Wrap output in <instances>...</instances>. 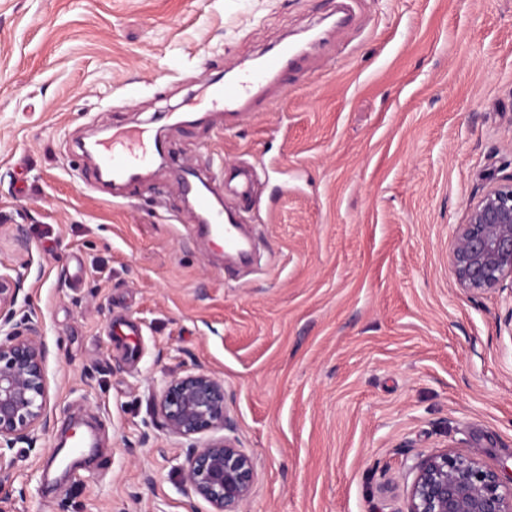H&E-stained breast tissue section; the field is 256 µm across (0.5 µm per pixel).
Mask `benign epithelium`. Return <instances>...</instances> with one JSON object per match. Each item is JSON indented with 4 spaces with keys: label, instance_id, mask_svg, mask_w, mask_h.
<instances>
[{
    "label": "benign epithelium",
    "instance_id": "obj_1",
    "mask_svg": "<svg viewBox=\"0 0 512 512\" xmlns=\"http://www.w3.org/2000/svg\"><path fill=\"white\" fill-rule=\"evenodd\" d=\"M448 262L462 290L512 293V174L497 179L467 204L465 222L452 230ZM24 282L0 274V487L11 482L7 451L33 445L49 424L46 346L40 324L15 320ZM152 416L172 438L190 441L179 467L181 485L209 512H240L250 497L254 461L216 432L227 424L224 382L200 370L174 374L153 393ZM407 512H512L507 481L475 457L451 451L428 454L412 467Z\"/></svg>",
    "mask_w": 512,
    "mask_h": 512
}]
</instances>
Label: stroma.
<instances>
[{"mask_svg":"<svg viewBox=\"0 0 512 512\" xmlns=\"http://www.w3.org/2000/svg\"><path fill=\"white\" fill-rule=\"evenodd\" d=\"M332 0H0V273L41 324L50 423L10 452L15 512H209L187 497V440L155 387L224 382L226 436L255 463L244 512H404L418 457L445 449L512 475V298L460 290L448 241L512 173V0H365L225 127L217 78L307 39ZM149 129L198 173L261 182L258 265L218 272L154 164L112 200L81 142ZM141 327L136 358L109 336ZM102 448L52 491L71 417Z\"/></svg>","mask_w":512,"mask_h":512,"instance_id":"1","label":"stroma"}]
</instances>
